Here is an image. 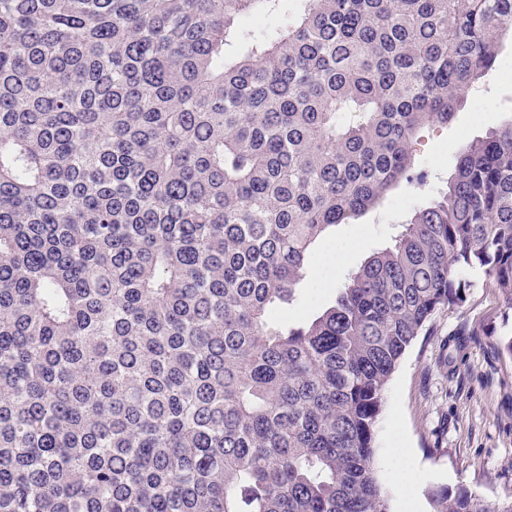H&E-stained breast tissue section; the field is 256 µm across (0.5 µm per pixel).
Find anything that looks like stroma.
Instances as JSON below:
<instances>
[{"instance_id": "stroma-1", "label": "stroma", "mask_w": 512, "mask_h": 512, "mask_svg": "<svg viewBox=\"0 0 512 512\" xmlns=\"http://www.w3.org/2000/svg\"><path fill=\"white\" fill-rule=\"evenodd\" d=\"M484 102L465 104L445 127L427 126L414 143V179L351 224L332 227L315 247L289 322L329 305L348 273L388 245L400 224L442 190L464 143L497 128L512 110V82L490 72L471 90ZM471 286L457 312L440 311L428 335L418 337L391 376L375 432L377 478L390 512H405L409 485L418 512H431L428 493L464 486L494 503L512 498V356L499 345L512 336V309L501 292L485 287L482 272L465 273ZM460 350L450 349V341Z\"/></svg>"}]
</instances>
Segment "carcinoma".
I'll list each match as a JSON object with an SVG mask.
<instances>
[{
    "label": "carcinoma",
    "mask_w": 512,
    "mask_h": 512,
    "mask_svg": "<svg viewBox=\"0 0 512 512\" xmlns=\"http://www.w3.org/2000/svg\"><path fill=\"white\" fill-rule=\"evenodd\" d=\"M295 2L0 0V512H390L400 359L467 269L512 308L511 117L279 318L512 39V0Z\"/></svg>",
    "instance_id": "obj_1"
}]
</instances>
